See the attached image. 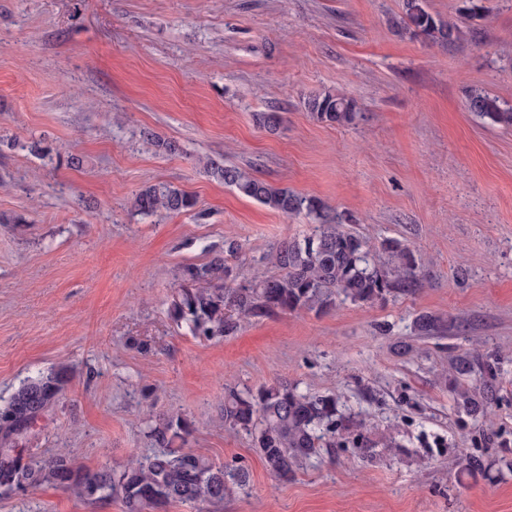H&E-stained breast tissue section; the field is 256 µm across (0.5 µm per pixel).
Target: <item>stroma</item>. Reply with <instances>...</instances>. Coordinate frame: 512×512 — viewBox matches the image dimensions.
Returning a JSON list of instances; mask_svg holds the SVG:
<instances>
[{
  "label": "stroma",
  "mask_w": 512,
  "mask_h": 512,
  "mask_svg": "<svg viewBox=\"0 0 512 512\" xmlns=\"http://www.w3.org/2000/svg\"><path fill=\"white\" fill-rule=\"evenodd\" d=\"M427 5L458 22L456 41L400 30L402 0H0V408L28 379L68 377L17 440L21 461L63 450L94 470L150 455L169 413L190 448L249 472L204 512H512V129L467 107L474 88L512 106V0ZM325 91L356 101V125L311 118L305 100ZM209 159L321 198L372 245L400 241L421 287L191 335L168 312L182 265L233 238L247 278L314 227L208 177ZM161 183L195 209L135 212ZM427 313L445 330L421 339ZM466 350L492 353L497 373L477 418L434 382ZM276 381L335 394L375 458L348 444L273 477L220 414L228 389ZM472 456L480 470L462 467ZM0 512L124 509L43 486Z\"/></svg>",
  "instance_id": "1"
}]
</instances>
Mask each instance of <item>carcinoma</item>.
<instances>
[{"mask_svg": "<svg viewBox=\"0 0 512 512\" xmlns=\"http://www.w3.org/2000/svg\"><path fill=\"white\" fill-rule=\"evenodd\" d=\"M401 28L431 42H454L460 29L453 21L435 17L426 0H404ZM311 117L321 123L348 127L360 111L354 99L331 91L313 95L305 102ZM468 109L505 129L512 128V108H504L489 94L474 90ZM257 123L275 132L283 124L278 112L256 114ZM205 172L240 195L281 213H302L317 221L302 239L282 241L267 253V264L277 270L260 274L232 287L233 268L241 245L224 240V250L202 264H185L180 270L181 288L169 308L170 316L194 336H233L242 319H262L278 313L323 309L342 298L354 304H372L390 293H406L419 284L418 264L410 250L397 242L379 252L362 237L347 230L339 215L320 198L276 187L235 166L207 161ZM196 199L170 184L150 185L136 195L135 211L153 215L159 211L179 214L195 208ZM433 315L416 321L421 338L441 332ZM65 378L48 374L29 380L0 408V496L16 489L50 484L96 503L117 497L125 512H158L174 504L204 506L221 503L233 489L249 483L242 468L218 466L204 455L182 447L188 429L181 417L159 414L150 437L161 451L114 467L85 469L65 453L23 464L10 440L26 433L39 415L61 393ZM448 388L455 406L477 415L494 401L496 378L488 359L475 352L450 358ZM222 422L249 435L266 469L286 481L301 463L336 443L358 441L363 423L354 416L338 414L336 397L303 393L284 382L259 387L245 396L231 390L224 397Z\"/></svg>", "mask_w": 512, "mask_h": 512, "instance_id": "cac0c4a2", "label": "carcinoma"}]
</instances>
